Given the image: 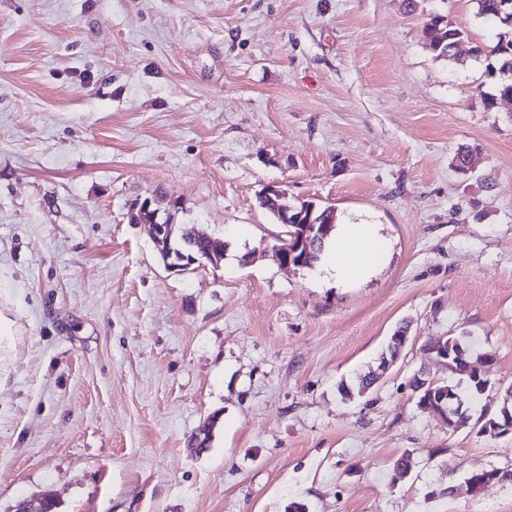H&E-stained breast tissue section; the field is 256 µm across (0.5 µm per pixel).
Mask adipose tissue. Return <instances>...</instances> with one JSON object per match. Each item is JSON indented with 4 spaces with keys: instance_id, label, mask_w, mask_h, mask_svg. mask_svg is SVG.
I'll return each instance as SVG.
<instances>
[{
    "instance_id": "adipose-tissue-1",
    "label": "adipose tissue",
    "mask_w": 512,
    "mask_h": 512,
    "mask_svg": "<svg viewBox=\"0 0 512 512\" xmlns=\"http://www.w3.org/2000/svg\"><path fill=\"white\" fill-rule=\"evenodd\" d=\"M375 236L364 224L337 227L327 244L330 258L320 270L337 282L348 283L364 277L371 269L369 259Z\"/></svg>"
}]
</instances>
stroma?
I'll list each match as a JSON object with an SVG mask.
<instances>
[{"label": "stroma", "mask_w": 512, "mask_h": 512, "mask_svg": "<svg viewBox=\"0 0 512 512\" xmlns=\"http://www.w3.org/2000/svg\"><path fill=\"white\" fill-rule=\"evenodd\" d=\"M495 43L475 0H0V512H512V433L410 388L468 387L444 336L491 354L480 404L512 387V100L470 54ZM270 185L371 225L372 272L281 266ZM161 194L223 260L165 268L128 218ZM425 37L437 57L451 59L456 45L463 38V32L448 26L445 17L438 15L426 26ZM456 338H458L460 340V345L465 352V359L468 360V356L470 355L471 350L463 337H461V336L447 337V338H445V342L448 343L450 340L456 339ZM448 345H449V347H451V342H449L446 345V344L442 343L440 340V342H438L437 345L435 346V348L433 349V352L435 353L436 359L440 362H444L446 367H448L449 369H452V368L458 369L459 365L463 364L461 361H459L462 357V352L458 349H454L455 346L452 345V349L455 351L452 354L451 349L448 350ZM451 359H454V360H451ZM439 387L441 388L438 396L435 398V392L432 393V400L431 401H427V403H430L428 408H432L433 410H435L440 416L441 418L443 419V421L445 422V424H447L448 426H451V427H454L451 425V416L454 415L452 413V407H453V404L451 403L452 402V396H455V402L457 403H462L463 404V399L459 393V389H458V386L457 385H453V384H450L448 383L447 381L445 382H440L437 384V386L435 387V389ZM448 391H446V390ZM444 390V391H442ZM451 394H449V393Z\"/></svg>", "instance_id": "stroma-1"}]
</instances>
